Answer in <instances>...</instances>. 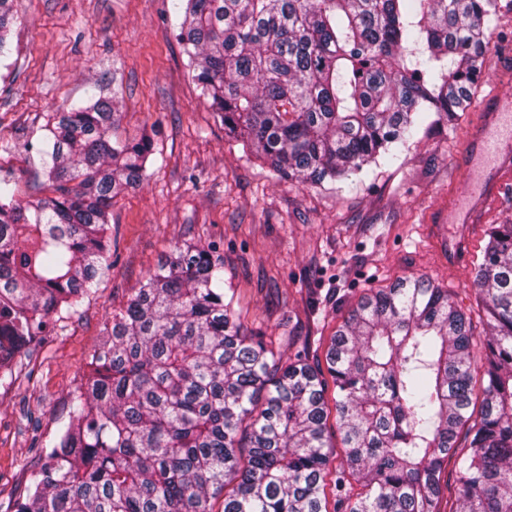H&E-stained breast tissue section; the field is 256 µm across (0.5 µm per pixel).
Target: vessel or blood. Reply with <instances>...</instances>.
I'll list each match as a JSON object with an SVG mask.
<instances>
[{"instance_id": "1", "label": "vessel or blood", "mask_w": 512, "mask_h": 512, "mask_svg": "<svg viewBox=\"0 0 512 512\" xmlns=\"http://www.w3.org/2000/svg\"><path fill=\"white\" fill-rule=\"evenodd\" d=\"M483 159L495 177L483 186L485 197L498 195L505 181L512 179V98L489 96L483 118L475 127L461 157L464 170H471L474 159Z\"/></svg>"}]
</instances>
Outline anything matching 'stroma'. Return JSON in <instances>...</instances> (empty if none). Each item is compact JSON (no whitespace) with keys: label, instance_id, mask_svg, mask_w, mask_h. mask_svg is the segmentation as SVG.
<instances>
[{"label":"stroma","instance_id":"obj_1","mask_svg":"<svg viewBox=\"0 0 512 512\" xmlns=\"http://www.w3.org/2000/svg\"><path fill=\"white\" fill-rule=\"evenodd\" d=\"M174 0H19L0 53V178L19 196H47L38 150L53 113L115 95L119 132L154 130L148 177L112 203V267L83 303L37 346L26 373L0 385V493L22 495L40 464L37 438L55 436L68 395L102 329L173 246L213 244L240 297V321L275 352L309 345L324 358L348 308L368 288L425 275L479 316L475 266L491 224L512 223V183L487 201L468 235V256L449 263L427 234L429 213L450 196L477 194L484 163L461 182L454 163L490 94L512 96V0H499L472 104L448 127L419 131L397 160L324 187L276 181L268 166L224 136L174 36Z\"/></svg>","mask_w":512,"mask_h":512}]
</instances>
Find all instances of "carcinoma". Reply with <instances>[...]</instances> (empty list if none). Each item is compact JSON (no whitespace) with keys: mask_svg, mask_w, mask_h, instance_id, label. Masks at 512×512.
<instances>
[{"mask_svg":"<svg viewBox=\"0 0 512 512\" xmlns=\"http://www.w3.org/2000/svg\"><path fill=\"white\" fill-rule=\"evenodd\" d=\"M16 2L0 0V51ZM176 8L225 135L276 179L311 186L390 163L422 125L466 111L498 16V0ZM121 118L102 98L52 117L41 150L51 195L20 200L0 182V380L51 324L79 314L110 268L109 209L143 183L154 149L145 128L110 137ZM485 236V335L448 290L404 277L349 310L324 368L246 335L216 247L183 243L112 315L26 496L0 512H215L221 496V512H441L445 492L446 512H512V224Z\"/></svg>","mask_w":512,"mask_h":512,"instance_id":"obj_1","label":"carcinoma"}]
</instances>
